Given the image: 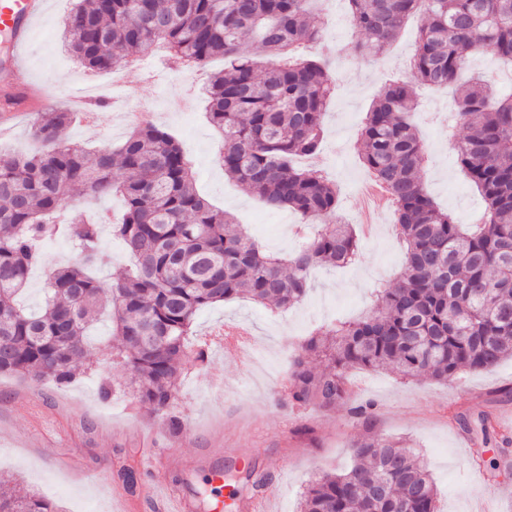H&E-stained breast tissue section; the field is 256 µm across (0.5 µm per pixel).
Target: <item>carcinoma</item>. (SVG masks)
I'll use <instances>...</instances> for the list:
<instances>
[{
    "label": "carcinoma",
    "instance_id": "1",
    "mask_svg": "<svg viewBox=\"0 0 512 512\" xmlns=\"http://www.w3.org/2000/svg\"><path fill=\"white\" fill-rule=\"evenodd\" d=\"M317 0H80L64 19L69 49L89 70L111 71L154 44L173 61L197 66L224 58L209 78V119L224 138V173L269 205L287 207L323 230L291 255L276 256L211 206L194 186L183 148L154 125L133 129L121 147L96 152L63 140L73 113L41 112L33 137L46 150L0 154V374L64 387L90 355L87 330L109 313L119 345L101 369L119 363L140 402L166 416L188 358L205 350L187 341L196 313L228 299L279 307L300 301L310 270L352 263L359 239L337 211L336 185L294 165L315 155L334 77L321 60L298 57L302 43L323 39L310 23ZM357 54L388 52L405 21L420 20L411 78L381 87L361 130L363 165L387 188L405 250L392 286L376 290L371 315L312 336L290 363L287 402L333 410L349 403L351 369L395 368L405 379L446 382L464 370L489 371L512 357V92L482 78L460 86L457 161L485 207L477 224L442 211L419 177L425 146L414 115L416 88L454 84L468 55L490 47L512 64V0H348ZM251 43L265 59L245 56ZM125 174L121 181L113 171ZM91 197L123 196L122 223L71 217L73 188ZM110 225L135 259L110 284L90 275ZM64 234L76 259L54 269L37 312L18 306L41 243ZM372 404L353 409L364 433L341 473L312 480L301 512H437V490L413 449L373 431ZM476 464L496 478L512 471V438L490 416L473 425ZM493 447L498 457L484 459ZM0 512H56L33 494L0 483Z\"/></svg>",
    "mask_w": 512,
    "mask_h": 512
}]
</instances>
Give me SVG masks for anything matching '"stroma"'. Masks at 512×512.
<instances>
[{"instance_id":"obj_1","label":"stroma","mask_w":512,"mask_h":512,"mask_svg":"<svg viewBox=\"0 0 512 512\" xmlns=\"http://www.w3.org/2000/svg\"><path fill=\"white\" fill-rule=\"evenodd\" d=\"M75 2L48 0L21 53L31 79L46 87L61 110L69 109L72 93L86 82L112 81L111 73L81 67L62 45L63 20ZM315 23L324 40L303 48L304 57L326 59L335 47H352L357 39L346 0H326ZM416 36L412 19L383 59L349 57L337 67L321 150L308 165L335 182L339 213L355 227L361 222L367 175L358 156L363 121L379 87L406 77ZM140 63L151 71L152 80L133 87L124 108L107 107L89 122L75 117L63 133L65 141L91 151L118 146L133 130L137 113L152 111L154 124L187 152L198 193L232 216L268 252L292 253L302 235L318 231L314 223L297 234L289 225L293 211L269 207L225 177L219 163L224 140L207 118L203 96H196L192 111L166 112L165 101L184 85L182 66L164 54L143 57ZM453 102L450 88L421 95L416 123L427 147L421 177L438 206L468 224L483 204L457 163L450 140L453 127L443 119ZM376 225L373 236L360 237L354 263L312 271L310 288L299 303L275 308L238 298L196 313L188 341L205 345L207 360L188 363L179 381L175 406L184 423L181 433H171L163 416L138 402L122 367L109 373L111 399L101 398L95 364L116 344L102 323L88 338L86 370L71 385L0 375V479H16L59 512H160V502L150 501L142 484L130 486L118 478L122 467L133 466L139 476L154 468L172 494L189 497L206 488L210 465L231 470L251 464L275 489L274 512H300L302 493L312 479L350 464L352 445L362 431L351 408L370 403L375 432L414 448L432 474L439 512H512V478L476 479L472 445L451 420L457 412L472 421L487 414L512 436V358L489 371L460 372L445 383L403 380L388 368L354 369L349 380L360 391L351 407L324 410L283 402L289 364L300 345L369 313L375 288L392 283L400 273L404 252L392 214L378 212ZM71 257L66 240L47 244L45 263L33 271L23 306L42 305L49 273ZM239 321L253 333L256 362L251 366L212 341L224 323Z\"/></svg>"}]
</instances>
